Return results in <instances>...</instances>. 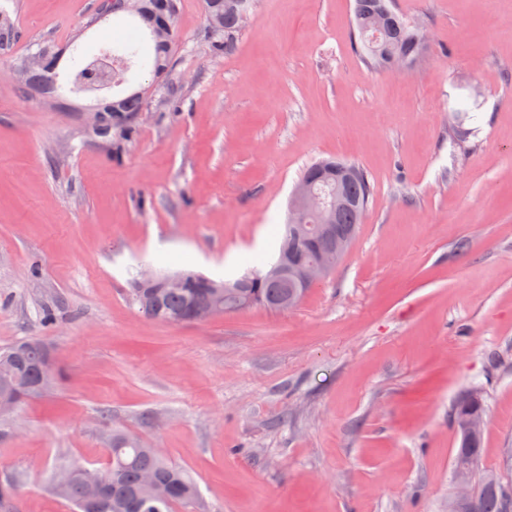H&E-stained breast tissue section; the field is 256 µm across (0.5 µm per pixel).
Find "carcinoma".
Segmentation results:
<instances>
[{"label": "carcinoma", "instance_id": "1", "mask_svg": "<svg viewBox=\"0 0 512 512\" xmlns=\"http://www.w3.org/2000/svg\"><path fill=\"white\" fill-rule=\"evenodd\" d=\"M209 24V39L214 53L228 50L242 22L241 13L251 0H204ZM180 0H107L108 11L126 13L147 31V39L137 36L106 46L117 63V79L123 80L132 71L147 69L151 75L167 77L172 57L179 41L178 13ZM389 7V0H356L355 26L362 41L365 60L372 68L384 70L391 59L416 60L422 51V33L418 27L392 12L391 23L378 29L373 18L381 8ZM71 82L89 92L100 91L99 68L80 58L72 68ZM146 91L142 88L103 100L98 107V131L107 135L120 130H132L131 113L140 112ZM351 175L342 182L343 194L356 201L338 214L337 235L356 236L361 216L371 196L368 175L352 163H344ZM305 259L316 254L336 250V235L320 238L310 245L299 243ZM183 284L179 288H163L158 299L148 297L149 289L138 286L140 274L133 276L131 303L143 317L167 324L198 321V311L218 303L216 314L235 312L252 306L268 307V302L284 295L299 296L301 289L288 287L284 276H272L270 271L251 269L233 282H222V294L216 295L210 287L213 279L193 271H182ZM47 354L42 341L27 339L0 349V373L7 379L6 386L15 394L17 406L40 399L56 386L51 378L49 387L37 392ZM452 420L460 418L486 422V408L481 393L464 391L457 396L451 410ZM483 431L457 437L459 448L453 460L454 470L469 475L472 500L461 506V512H512V470H481L478 462L483 454ZM107 466L90 469L61 461L59 468L72 474L68 485L58 490L49 489L67 499L76 512H176V507L193 509L199 502L197 481L185 469L171 464L163 453L157 452L119 427L108 429ZM154 475L156 485L143 486V478Z\"/></svg>", "mask_w": 512, "mask_h": 512}]
</instances>
